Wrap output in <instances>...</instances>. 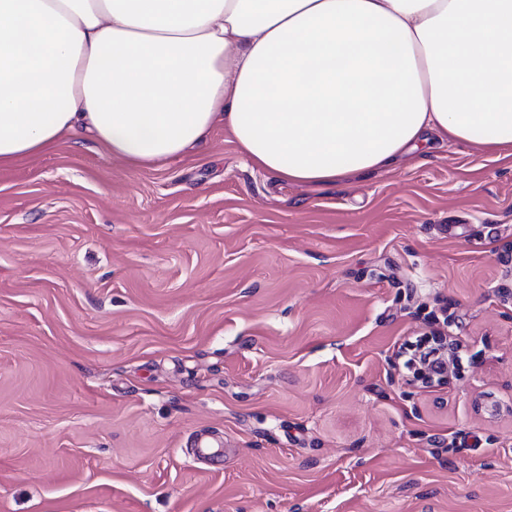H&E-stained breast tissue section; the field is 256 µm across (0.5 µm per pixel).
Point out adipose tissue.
<instances>
[{"mask_svg":"<svg viewBox=\"0 0 512 512\" xmlns=\"http://www.w3.org/2000/svg\"><path fill=\"white\" fill-rule=\"evenodd\" d=\"M312 186L429 137L512 155V0H0V167L90 135L133 168L216 122Z\"/></svg>","mask_w":512,"mask_h":512,"instance_id":"1","label":"adipose tissue"}]
</instances>
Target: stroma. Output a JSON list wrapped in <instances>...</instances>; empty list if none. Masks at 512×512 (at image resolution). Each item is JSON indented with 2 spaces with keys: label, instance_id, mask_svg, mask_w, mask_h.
<instances>
[{
  "label": "stroma",
  "instance_id": "stroma-1",
  "mask_svg": "<svg viewBox=\"0 0 512 512\" xmlns=\"http://www.w3.org/2000/svg\"><path fill=\"white\" fill-rule=\"evenodd\" d=\"M510 250L512 156L476 145L321 187L220 124L1 169L0 512H512ZM435 318L462 367L409 385Z\"/></svg>",
  "mask_w": 512,
  "mask_h": 512
}]
</instances>
